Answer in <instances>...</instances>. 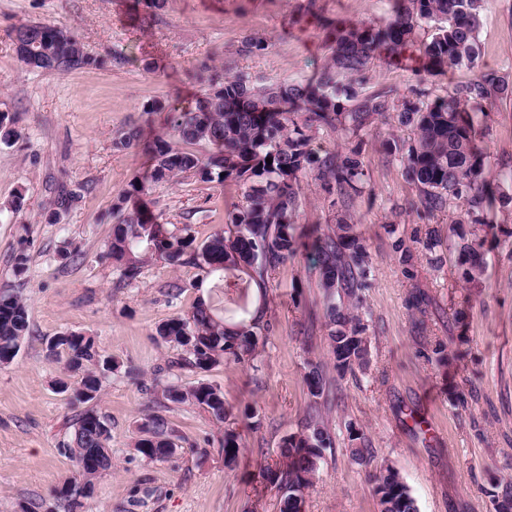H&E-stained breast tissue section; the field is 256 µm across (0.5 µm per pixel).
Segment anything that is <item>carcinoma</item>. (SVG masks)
Returning <instances> with one entry per match:
<instances>
[{"mask_svg": "<svg viewBox=\"0 0 512 512\" xmlns=\"http://www.w3.org/2000/svg\"><path fill=\"white\" fill-rule=\"evenodd\" d=\"M487 0H394L392 15L384 20L329 25L334 40L330 61L322 70L298 83L255 88L243 73L203 68L202 91L194 106L173 108L169 125L173 136L148 135L132 126L113 141L121 151L141 146L153 160L149 174L136 179L122 194L114 210L107 256L122 267L132 283L141 273L144 254L169 265L200 264L224 277V287L236 288L234 272L245 273L259 288H268L272 272L305 255L318 271V287L326 298L325 340L333 368L339 376L363 370L369 363L368 325L362 316L363 292L372 286L366 243L351 220L341 219L326 229L309 231L298 224L303 206L302 178L312 177L329 206L350 210L366 183L361 160L362 138L377 121L409 127L413 138L392 141L387 155H396L416 191L412 204L420 219H429L460 204L458 223L487 224L496 208L506 209L512 196L497 191L483 132L475 121L478 112L508 94L509 84L495 72H479L473 79L455 84L447 94L430 97L424 89L395 104L394 91L364 89L374 60L384 57L433 76L444 69L478 67V31ZM431 28L418 37L422 25ZM15 35L26 44L21 61L33 69L67 72L103 62L89 56L70 31L54 24H24ZM339 131L342 147L321 150L313 146L323 131ZM21 136L18 117L0 114V142L10 144ZM272 163H266V159ZM190 175L202 182L234 185L242 200L227 215L224 229L198 244L189 229H171L149 217L137 205L149 183L172 182ZM88 191L84 184L58 186L52 205L68 210ZM457 264L463 282L476 286L486 269L488 234L480 230L455 232ZM413 242L433 260H440L443 240L428 229ZM403 273L410 274L412 249L398 237L393 242ZM241 315L219 319L201 303L186 318L158 326L165 343L183 351L175 365L206 371L222 359L257 369L254 359L259 343L273 325L262 307H242ZM28 308L21 295H0V364L18 354L29 335ZM52 356L66 355L65 368L79 376L72 400L85 404L73 424L65 452L76 463V473L55 492L69 512L93 497L96 481L112 466L110 428L90 403L98 400L102 378L112 371V359L104 357L95 337L69 331L48 341ZM310 404L297 431L283 439L278 461L266 468V480L277 491L279 512H298L313 486L318 460L332 447V436L322 415L326 372L322 364L308 363L305 375ZM167 400L193 403L207 410L219 423L231 409L217 387L199 381L184 386L169 383ZM350 454L360 464L372 462L364 432L348 424ZM144 457L162 461L177 451L164 422L151 420L135 445ZM224 463L232 466L240 443L237 432L224 428ZM373 491L379 512H418L409 487L389 463L375 466ZM496 512H512V484L505 483L495 496Z\"/></svg>", "mask_w": 512, "mask_h": 512, "instance_id": "carcinoma-1", "label": "carcinoma"}]
</instances>
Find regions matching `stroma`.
Instances as JSON below:
<instances>
[{
  "label": "stroma",
  "mask_w": 512,
  "mask_h": 512,
  "mask_svg": "<svg viewBox=\"0 0 512 512\" xmlns=\"http://www.w3.org/2000/svg\"><path fill=\"white\" fill-rule=\"evenodd\" d=\"M166 0L160 15L138 11L133 0H0V113L18 116L22 136L0 144V293L17 292L28 306L30 333L14 360L0 365V512H66L54 491L75 474L64 452L80 413L70 392L64 357L49 356L46 342L66 331L94 336L117 368L105 376L96 409L110 431L112 466L99 477L84 512H279L275 489L263 477L282 439L297 428L310 398L307 360H330L325 331L307 320L324 307L318 276L306 256L271 275L268 314L274 325L254 368L220 360L206 372L171 368L176 346L161 342L162 323L190 315L198 302L216 316L236 300L255 304L257 288L225 289L207 267L147 262L126 283L106 256L112 205L150 157L142 148L114 150L112 142L133 124L168 130V107L193 104L203 67L231 66L259 86L295 83L327 62L326 25L387 17L391 0ZM70 29L100 67L66 74L33 70L16 51L14 31L26 23ZM265 39L260 55L240 52L244 37ZM479 68L512 84V0H489L479 29ZM478 68V69H479ZM476 71V70H475ZM475 71L458 67L420 77L399 65L377 62L367 89H393L396 97L419 87L446 94ZM165 110L144 114L151 100ZM491 164L512 166V96L496 101L480 119ZM409 131L386 123L364 136L367 175L354 203L358 230L371 256L372 286L365 294L370 340L367 370L338 376L326 371L340 398L323 411L333 445L318 463L305 512H379L366 468L349 452L347 423L361 427L376 463L400 472L419 512H495L499 484L512 481V209L490 215L488 266L482 283L460 280L453 254L430 263L416 251L404 275L395 237L412 239L427 228L448 237L459 210L450 207L421 221L408 203L415 189L383 143ZM88 184L79 201L51 216L54 189ZM241 199L236 186L187 176L150 185L143 204L161 223L189 227L196 241L223 229ZM26 253L28 270L16 277L12 258ZM428 297L419 315L406 301L412 289ZM465 306L458 324L452 310ZM463 349L453 367L435 361L436 345ZM204 380L221 389L232 407L257 408L260 426L232 414L227 426L202 408L174 404L163 395L169 381ZM162 417L178 451L163 461L137 452L141 426ZM423 418L424 430L413 427ZM239 435L234 466L224 464L225 427Z\"/></svg>",
  "instance_id": "stroma-1"
}]
</instances>
